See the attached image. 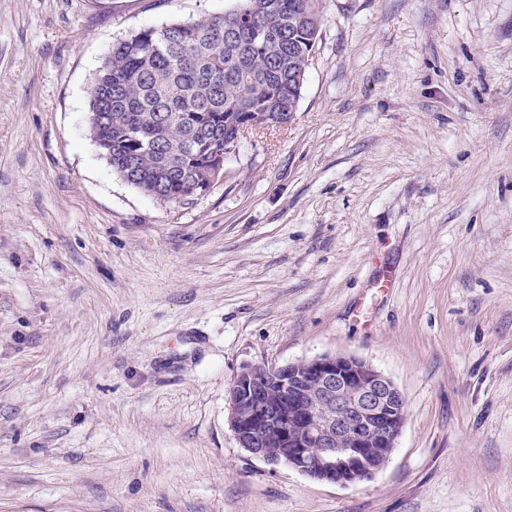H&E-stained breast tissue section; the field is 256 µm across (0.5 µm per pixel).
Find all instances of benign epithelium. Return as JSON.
Returning a JSON list of instances; mask_svg holds the SVG:
<instances>
[{"label": "benign epithelium", "mask_w": 512, "mask_h": 512, "mask_svg": "<svg viewBox=\"0 0 512 512\" xmlns=\"http://www.w3.org/2000/svg\"><path fill=\"white\" fill-rule=\"evenodd\" d=\"M289 112H250L241 131L285 125ZM241 448L272 466L322 482L373 479L386 465L406 420L394 382L364 360L323 354L284 366L248 365L227 395Z\"/></svg>", "instance_id": "1"}]
</instances>
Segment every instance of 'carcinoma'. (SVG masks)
<instances>
[{
  "mask_svg": "<svg viewBox=\"0 0 512 512\" xmlns=\"http://www.w3.org/2000/svg\"><path fill=\"white\" fill-rule=\"evenodd\" d=\"M234 9L129 33L87 96L92 141L113 173L181 203L248 112H294L314 33L292 25L305 0H234Z\"/></svg>",
  "mask_w": 512,
  "mask_h": 512,
  "instance_id": "carcinoma-1",
  "label": "carcinoma"
}]
</instances>
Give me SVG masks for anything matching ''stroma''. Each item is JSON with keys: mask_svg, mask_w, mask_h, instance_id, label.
Wrapping results in <instances>:
<instances>
[{"mask_svg": "<svg viewBox=\"0 0 512 512\" xmlns=\"http://www.w3.org/2000/svg\"><path fill=\"white\" fill-rule=\"evenodd\" d=\"M230 0H0V512H512V0H319L288 125L182 204L86 91ZM358 357L406 400L350 485L240 448L243 367Z\"/></svg>", "mask_w": 512, "mask_h": 512, "instance_id": "obj_1", "label": "stroma"}]
</instances>
